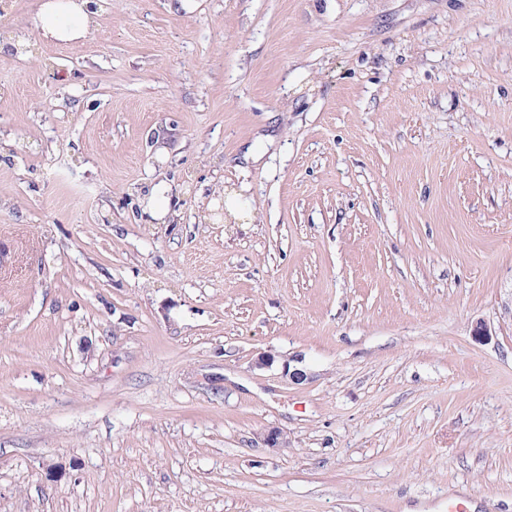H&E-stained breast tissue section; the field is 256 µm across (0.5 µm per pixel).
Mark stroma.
I'll use <instances>...</instances> for the list:
<instances>
[{"label": "stroma", "instance_id": "stroma-1", "mask_svg": "<svg viewBox=\"0 0 512 512\" xmlns=\"http://www.w3.org/2000/svg\"><path fill=\"white\" fill-rule=\"evenodd\" d=\"M40 2L0 0V512H512V0L65 43Z\"/></svg>", "mask_w": 512, "mask_h": 512}]
</instances>
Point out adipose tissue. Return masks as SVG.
<instances>
[{
  "label": "adipose tissue",
  "instance_id": "1",
  "mask_svg": "<svg viewBox=\"0 0 512 512\" xmlns=\"http://www.w3.org/2000/svg\"><path fill=\"white\" fill-rule=\"evenodd\" d=\"M95 23L89 0H43L30 32L47 41L71 42L89 36Z\"/></svg>",
  "mask_w": 512,
  "mask_h": 512
}]
</instances>
